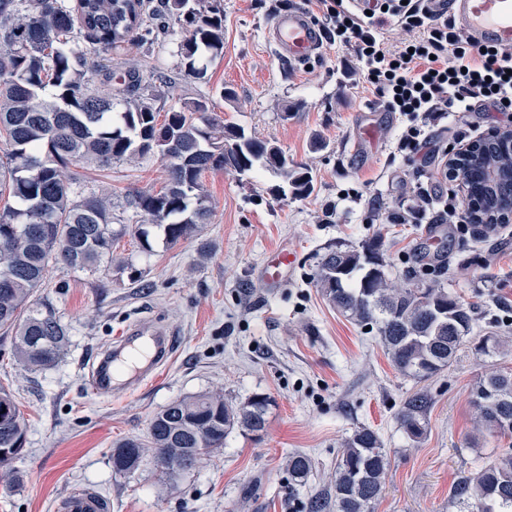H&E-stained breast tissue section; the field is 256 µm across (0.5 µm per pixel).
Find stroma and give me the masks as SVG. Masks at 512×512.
<instances>
[{
    "mask_svg": "<svg viewBox=\"0 0 512 512\" xmlns=\"http://www.w3.org/2000/svg\"><path fill=\"white\" fill-rule=\"evenodd\" d=\"M288 5L325 22L315 0H220L224 53L208 61L202 82L181 75L176 39L148 53L130 51L141 73L170 80V104L209 98L226 122L310 165L314 190L282 199L272 195L277 179L267 170L209 171L202 185L213 217L200 238L173 247L154 239L149 257L132 237L115 243V254L147 269L148 287L116 272L50 267L38 295L69 326L71 343L56 367L32 373L13 357L10 336L0 334V385L13 391L30 424L25 452L13 463L20 485L0 483V512H52L74 488L99 492L112 512H304L311 495L329 487L343 442L361 427L378 433L390 458L376 512H459V478L512 453V437L476 431L469 403L472 383L488 366L512 370V223L477 237L439 221L446 205L464 199L444 176L453 152L512 128V119L481 105L445 114L430 122L427 148L401 151L406 118L386 111L350 51L329 43L305 66L274 54L266 27ZM225 88L233 100L222 97ZM287 105L294 108L288 117ZM81 172L90 191L111 192L128 224L137 216L125 208L126 194L161 189L166 178L155 155ZM376 235L392 281L421 269V255L441 258L445 288L475 307L476 335L507 341L492 362L464 348L448 368L415 380L395 369L376 332L329 304L313 283L320 255L327 246L355 247ZM203 241L211 249L205 259L198 253ZM282 245L296 262L287 285L274 290L259 268ZM133 321L170 329L173 357L142 389L98 396L88 367ZM216 388L235 404L256 393L270 396L261 438L233 429L220 452L167 487L148 462L131 475L113 473L118 442L145 438L153 416L172 401ZM422 388L434 402L426 433L415 442L396 413ZM293 452L309 456L313 471L292 502L286 460Z\"/></svg>",
    "mask_w": 512,
    "mask_h": 512,
    "instance_id": "35a3bbf8",
    "label": "stroma"
}]
</instances>
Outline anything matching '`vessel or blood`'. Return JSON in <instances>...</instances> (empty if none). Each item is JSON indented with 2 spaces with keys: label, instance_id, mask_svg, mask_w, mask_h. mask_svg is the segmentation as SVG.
Listing matches in <instances>:
<instances>
[{
  "label": "vessel or blood",
  "instance_id": "obj_1",
  "mask_svg": "<svg viewBox=\"0 0 512 512\" xmlns=\"http://www.w3.org/2000/svg\"><path fill=\"white\" fill-rule=\"evenodd\" d=\"M435 13H444L459 22L466 32L485 44L512 45V0H427ZM269 45L281 58L300 63L318 55L324 49L322 29L301 7L293 6L276 13L266 30ZM293 254L280 248L268 254L261 265V274L269 287H281L288 278ZM150 345L151 354L145 365L134 368L123 386L126 391L140 389L168 363L174 346L171 332L163 327L147 329L143 324L128 325L117 339L111 357H103L92 368L93 390L99 395L115 391L112 360L123 352H134L141 345ZM58 512H110L111 504L95 491L72 489L56 504Z\"/></svg>",
  "mask_w": 512,
  "mask_h": 512
}]
</instances>
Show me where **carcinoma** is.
I'll return each mask as SVG.
<instances>
[{
  "mask_svg": "<svg viewBox=\"0 0 512 512\" xmlns=\"http://www.w3.org/2000/svg\"><path fill=\"white\" fill-rule=\"evenodd\" d=\"M179 26L178 56L186 76L206 77V58L224 52V12L205 0H0V129L8 136L0 161V188L15 205L0 209V330L12 333L14 358L31 372L55 367L70 334L47 302L34 300L50 264L96 273L101 267L128 273L141 287L145 270L113 255V245L134 235L141 252L153 253L154 231L165 245L198 236L211 223L201 182L208 171L240 176L265 168L280 178L278 197L305 198L314 190L312 170L296 163L275 143L247 135L211 112L206 98L166 106L168 92L135 67L112 86L122 56L158 43L156 21ZM89 46H84L82 41ZM454 176L465 187L471 220L481 231L495 225L503 196L512 192V147L496 139L476 140ZM148 155L164 162L167 180L156 192L138 189L126 205L139 213L131 228L114 216L112 194L86 193L76 163L110 169ZM315 286L339 312L374 330L393 365L427 380L446 369L467 342L478 357L491 358L504 341L491 333L471 338L474 307L448 289L415 274L395 287L387 278L380 236L358 249L330 246L313 274ZM433 398L421 390L405 399L396 419L415 442L426 432ZM478 429L512 436V373L489 371L470 390ZM270 397L256 393L231 404L223 390L175 400L152 418L146 439H129L112 450V470L130 474L153 459L167 481L192 470L224 447L238 427L252 435L265 430ZM29 423L12 393L0 387V453H23ZM390 461L377 432L361 427L347 438L331 491L308 500V512H375ZM310 457L288 455V489L303 486ZM453 496L466 512H512V455L484 464L455 485Z\"/></svg>",
  "mask_w": 512,
  "mask_h": 512,
  "instance_id": "1",
  "label": "carcinoma"
}]
</instances>
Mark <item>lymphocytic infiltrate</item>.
Wrapping results in <instances>:
<instances>
[{"label":"lymphocytic infiltrate","instance_id":"1","mask_svg":"<svg viewBox=\"0 0 512 512\" xmlns=\"http://www.w3.org/2000/svg\"><path fill=\"white\" fill-rule=\"evenodd\" d=\"M319 2L328 40L353 52L387 111L408 118L402 147L422 149L427 121L447 112L478 104L512 112V47L474 45L455 20L433 16L421 0H383L377 17L357 13L344 0ZM387 19L412 32V39L388 47L382 32Z\"/></svg>","mask_w":512,"mask_h":512}]
</instances>
